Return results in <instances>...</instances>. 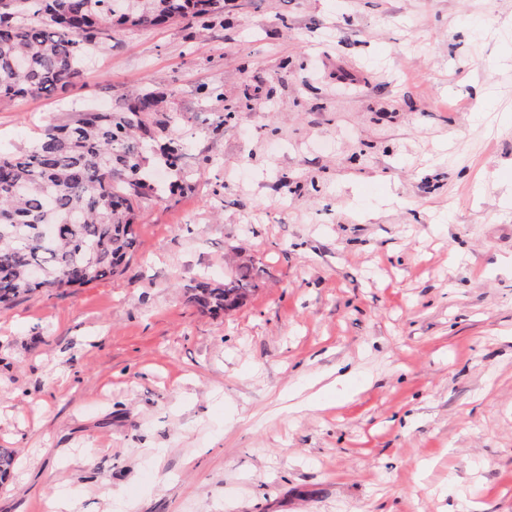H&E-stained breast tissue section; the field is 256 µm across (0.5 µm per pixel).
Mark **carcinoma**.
<instances>
[{"label":"carcinoma","mask_w":512,"mask_h":512,"mask_svg":"<svg viewBox=\"0 0 512 512\" xmlns=\"http://www.w3.org/2000/svg\"><path fill=\"white\" fill-rule=\"evenodd\" d=\"M224 0H140L139 21L119 0H0V99L64 89L115 27L147 28L179 18L206 22ZM162 97L142 91L116 112H79L47 127L26 149L0 155V308L38 294L83 287L125 269L137 244L133 197L143 180L137 133L177 165L148 114ZM248 264L222 282L206 276L186 301L202 312L236 309L256 287Z\"/></svg>","instance_id":"1"}]
</instances>
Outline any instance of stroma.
Segmentation results:
<instances>
[{"label": "stroma", "mask_w": 512, "mask_h": 512, "mask_svg": "<svg viewBox=\"0 0 512 512\" xmlns=\"http://www.w3.org/2000/svg\"><path fill=\"white\" fill-rule=\"evenodd\" d=\"M140 89L183 156L125 270L0 309V512H512V0H224L0 100V152ZM258 275L252 265L243 263L234 275L224 277L223 282L202 276L187 287L186 301L200 311L212 314L234 310L255 289Z\"/></svg>", "instance_id": "obj_1"}]
</instances>
